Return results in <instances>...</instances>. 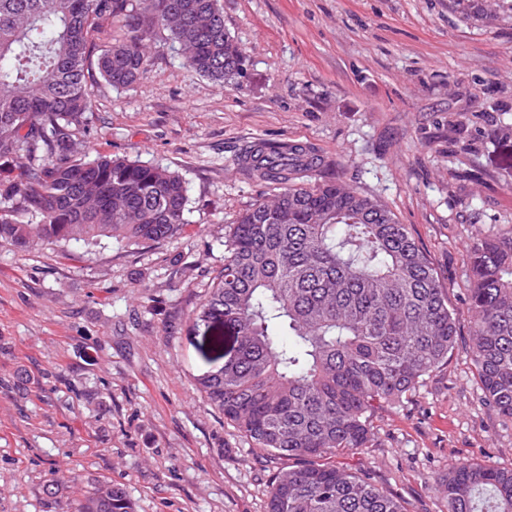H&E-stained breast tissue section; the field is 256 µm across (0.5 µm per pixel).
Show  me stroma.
Listing matches in <instances>:
<instances>
[{
    "instance_id": "obj_1",
    "label": "stroma",
    "mask_w": 512,
    "mask_h": 512,
    "mask_svg": "<svg viewBox=\"0 0 512 512\" xmlns=\"http://www.w3.org/2000/svg\"><path fill=\"white\" fill-rule=\"evenodd\" d=\"M246 57L218 84L169 32L132 87H92L78 158L178 172L186 224L159 244L22 248L0 239V512H46L56 471L73 512L91 480L121 484L136 512H267L272 456L195 384L221 366L218 327L196 321L224 264V235L277 184L240 154L299 142L334 177L390 208L427 254L456 316L446 364L378 409L363 447L337 457L407 512H446L442 478L466 462L512 468V424L481 399L470 353L466 249L512 232V0H219ZM498 103L495 112L487 103Z\"/></svg>"
}]
</instances>
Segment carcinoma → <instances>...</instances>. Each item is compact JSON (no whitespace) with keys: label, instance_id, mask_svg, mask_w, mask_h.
Masks as SVG:
<instances>
[{"label":"carcinoma","instance_id":"carcinoma-1","mask_svg":"<svg viewBox=\"0 0 512 512\" xmlns=\"http://www.w3.org/2000/svg\"><path fill=\"white\" fill-rule=\"evenodd\" d=\"M122 39L97 43L112 24ZM186 65L222 82L244 74L218 0H0V238L20 247L164 242L185 224L188 188L167 168L75 158L95 77L130 87L156 28ZM244 163L280 185L224 240V267L196 312L236 336L235 358L197 376L207 402L258 448L305 465L278 472L267 512H406L365 474L332 462L362 447L371 417L412 395L448 361L454 313L406 225L375 198L328 178L299 144L259 142ZM471 352L483 401L512 423V235L468 251ZM448 512H512V468L477 462L443 479ZM75 512H135L97 481Z\"/></svg>","mask_w":512,"mask_h":512}]
</instances>
